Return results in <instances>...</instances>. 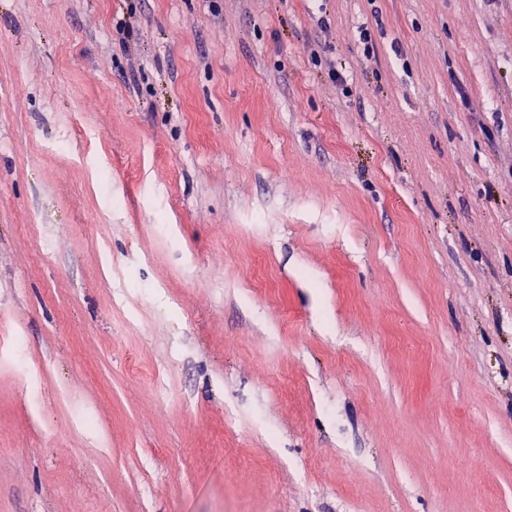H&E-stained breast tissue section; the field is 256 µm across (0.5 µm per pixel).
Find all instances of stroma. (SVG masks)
Returning a JSON list of instances; mask_svg holds the SVG:
<instances>
[{
	"mask_svg": "<svg viewBox=\"0 0 512 512\" xmlns=\"http://www.w3.org/2000/svg\"><path fill=\"white\" fill-rule=\"evenodd\" d=\"M0 512H512V0H0Z\"/></svg>",
	"mask_w": 512,
	"mask_h": 512,
	"instance_id": "stroma-1",
	"label": "stroma"
}]
</instances>
